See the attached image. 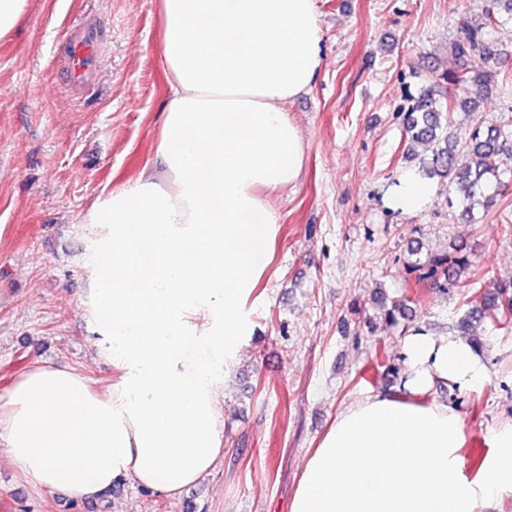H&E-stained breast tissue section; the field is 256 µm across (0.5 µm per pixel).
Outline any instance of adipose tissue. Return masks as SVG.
<instances>
[{
	"mask_svg": "<svg viewBox=\"0 0 512 512\" xmlns=\"http://www.w3.org/2000/svg\"><path fill=\"white\" fill-rule=\"evenodd\" d=\"M170 98L156 164L89 209L85 310L120 374L107 395L37 363L0 395V455L36 491L90 501L117 480L175 496L223 454L218 406L250 328L278 215L297 183L301 132L287 104L321 63L315 0H161ZM405 378L341 412L307 457L290 512H477L512 491V423L463 476L461 417L436 383L484 384L462 337L406 336Z\"/></svg>",
	"mask_w": 512,
	"mask_h": 512,
	"instance_id": "obj_1",
	"label": "adipose tissue"
}]
</instances>
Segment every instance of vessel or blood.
Returning a JSON list of instances; mask_svg holds the SVG:
<instances>
[{
  "label": "vessel or blood",
  "instance_id": "1",
  "mask_svg": "<svg viewBox=\"0 0 512 512\" xmlns=\"http://www.w3.org/2000/svg\"><path fill=\"white\" fill-rule=\"evenodd\" d=\"M102 44V28L91 19L70 27L66 33L60 61L69 88L80 96H87L97 87Z\"/></svg>",
  "mask_w": 512,
  "mask_h": 512
}]
</instances>
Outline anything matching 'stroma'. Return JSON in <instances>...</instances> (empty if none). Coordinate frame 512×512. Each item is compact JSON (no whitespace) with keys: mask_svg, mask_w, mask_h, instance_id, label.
<instances>
[{"mask_svg":"<svg viewBox=\"0 0 512 512\" xmlns=\"http://www.w3.org/2000/svg\"><path fill=\"white\" fill-rule=\"evenodd\" d=\"M160 0H25L23 19L0 33V394L35 362L67 365L103 390L117 379L97 354L83 305L80 258L92 201L153 162L168 85ZM323 33L310 88L290 102L305 166L298 183L268 194L279 232L267 272L251 296V331L220 402L224 456L180 495L125 478L109 502L29 490L0 462V512H289L304 458L336 415L399 385L411 331L445 335L485 293L512 280V194L472 216L453 205L446 181L419 210L390 201L398 177L426 157L408 145L398 105L429 84L428 63L483 69L451 46L461 20H482L478 0H315ZM106 24L101 85L72 99L53 56L82 14ZM500 79L475 112H455L459 135L512 113V23L492 29ZM461 246L481 285L442 295L415 282L405 263ZM408 299L405 319L384 309ZM487 367L482 387L436 385L461 416L467 478L490 452L492 432L512 422V332L474 324Z\"/></svg>","mask_w":512,"mask_h":512,"instance_id":"obj_1","label":"stroma"}]
</instances>
